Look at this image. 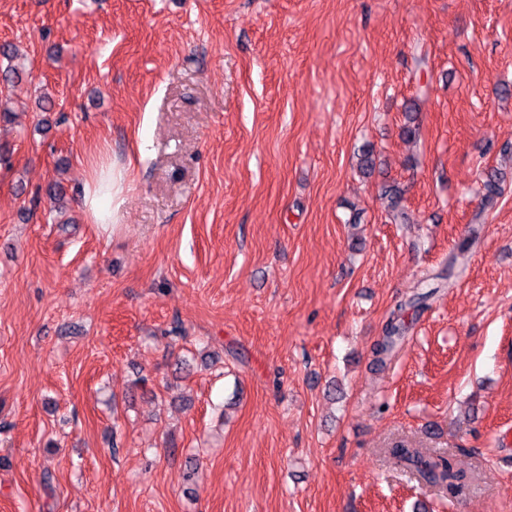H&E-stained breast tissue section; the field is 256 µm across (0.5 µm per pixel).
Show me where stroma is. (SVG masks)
Segmentation results:
<instances>
[{
    "label": "stroma",
    "instance_id": "obj_1",
    "mask_svg": "<svg viewBox=\"0 0 512 512\" xmlns=\"http://www.w3.org/2000/svg\"><path fill=\"white\" fill-rule=\"evenodd\" d=\"M4 43L0 512H512V0H0ZM103 172V169L92 171L82 194L83 209L92 224H120L124 175L119 171L118 175L115 176L112 167H110L108 175L112 181V193H102L98 178L100 173ZM382 195L387 200V208L392 212L391 216L394 222L396 224L408 223V215L401 208L403 189L399 185H388L383 188ZM434 293L435 291H433V289L417 293L407 305L410 308H416L417 310L421 309L425 307V301ZM407 305L400 304L391 312L385 327V334L373 348L376 363L381 365L385 363V360L391 357L405 341L406 326L402 319V313L406 309ZM386 453L398 466L439 484L447 494L456 495L464 489L467 476L455 470L447 456L426 454L401 443L386 448Z\"/></svg>",
    "mask_w": 512,
    "mask_h": 512
}]
</instances>
